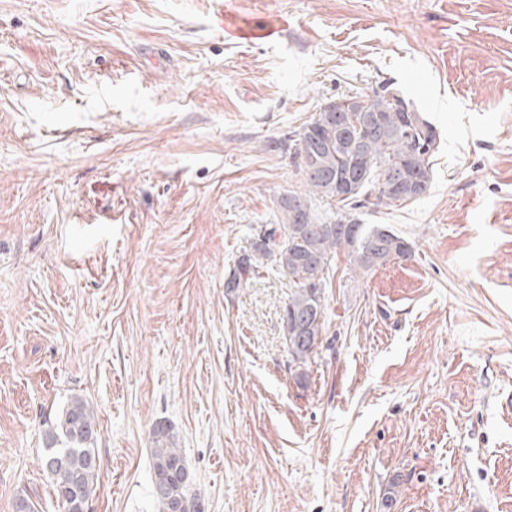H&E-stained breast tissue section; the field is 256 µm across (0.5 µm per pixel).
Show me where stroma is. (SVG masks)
<instances>
[{
  "mask_svg": "<svg viewBox=\"0 0 512 512\" xmlns=\"http://www.w3.org/2000/svg\"><path fill=\"white\" fill-rule=\"evenodd\" d=\"M0 0V512H59L74 396L90 512H152L170 425L203 512H512V0ZM388 84L439 136L414 256L329 271L298 388L288 281L224 279L328 98ZM46 425L41 466L52 480L55 500L63 512H73L69 509L76 502L88 508L98 474L93 413L84 401L73 398ZM53 458H60L62 464L49 466Z\"/></svg>",
  "mask_w": 512,
  "mask_h": 512,
  "instance_id": "stroma-1",
  "label": "stroma"
}]
</instances>
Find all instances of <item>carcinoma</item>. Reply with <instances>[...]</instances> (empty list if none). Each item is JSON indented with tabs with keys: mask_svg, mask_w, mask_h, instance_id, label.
<instances>
[{
	"mask_svg": "<svg viewBox=\"0 0 512 512\" xmlns=\"http://www.w3.org/2000/svg\"><path fill=\"white\" fill-rule=\"evenodd\" d=\"M284 145L300 158L303 189L288 192L297 201L296 213L278 199L275 223L251 228L224 287L241 288L266 266L288 279L282 327L295 380L303 387L309 362L322 345L326 279L338 249L347 250L350 270L358 274L412 257L409 241L386 226L360 223L353 211L422 197L415 182L430 187L437 136L431 123L385 84L369 94L326 100L310 122L275 148ZM396 175L404 180L399 190L392 187ZM345 177L353 181L336 190V179ZM46 425L41 466L52 480L55 500L63 512L76 502L88 506L98 474L93 413L74 398ZM151 458L156 512H175L177 506L180 512H201L183 450L165 423L151 430Z\"/></svg>",
	"mask_w": 512,
	"mask_h": 512,
	"instance_id": "1",
	"label": "carcinoma"
}]
</instances>
